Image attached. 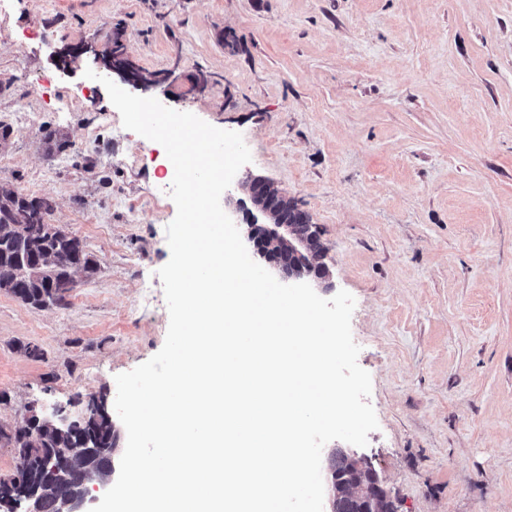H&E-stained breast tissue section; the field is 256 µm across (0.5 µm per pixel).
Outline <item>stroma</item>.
Here are the masks:
<instances>
[{
  "instance_id": "stroma-1",
  "label": "stroma",
  "mask_w": 512,
  "mask_h": 512,
  "mask_svg": "<svg viewBox=\"0 0 512 512\" xmlns=\"http://www.w3.org/2000/svg\"><path fill=\"white\" fill-rule=\"evenodd\" d=\"M117 34L180 76L146 96L240 132L247 171L317 226L313 289L356 301L379 424L361 452L399 512H512V0H12L0 184L50 199L98 267L61 306L0 291V425L114 402L165 342L169 159L85 75Z\"/></svg>"
}]
</instances>
